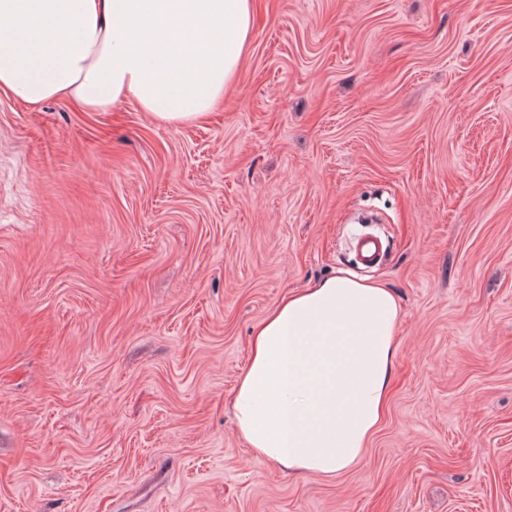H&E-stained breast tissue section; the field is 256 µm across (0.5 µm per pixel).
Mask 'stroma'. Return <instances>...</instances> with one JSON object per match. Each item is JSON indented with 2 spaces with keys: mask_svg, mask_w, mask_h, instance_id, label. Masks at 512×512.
<instances>
[{
  "mask_svg": "<svg viewBox=\"0 0 512 512\" xmlns=\"http://www.w3.org/2000/svg\"><path fill=\"white\" fill-rule=\"evenodd\" d=\"M340 272L398 299L388 410L294 476L227 403ZM0 512H512V0H255L193 125L0 95Z\"/></svg>",
  "mask_w": 512,
  "mask_h": 512,
  "instance_id": "obj_1",
  "label": "stroma"
}]
</instances>
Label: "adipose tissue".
Returning <instances> with one entry per match:
<instances>
[{
    "label": "adipose tissue",
    "mask_w": 512,
    "mask_h": 512,
    "mask_svg": "<svg viewBox=\"0 0 512 512\" xmlns=\"http://www.w3.org/2000/svg\"><path fill=\"white\" fill-rule=\"evenodd\" d=\"M252 0H0V91L89 112L134 101L164 125L216 109L247 51ZM399 305L343 275L292 293L255 333L230 400L250 457L326 477L385 412Z\"/></svg>",
    "instance_id": "ef3b65f1"
}]
</instances>
